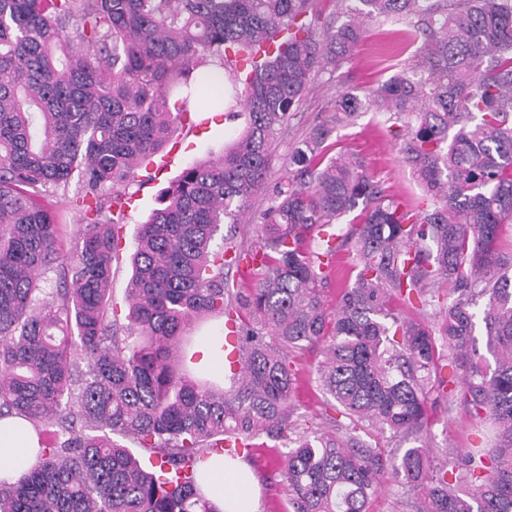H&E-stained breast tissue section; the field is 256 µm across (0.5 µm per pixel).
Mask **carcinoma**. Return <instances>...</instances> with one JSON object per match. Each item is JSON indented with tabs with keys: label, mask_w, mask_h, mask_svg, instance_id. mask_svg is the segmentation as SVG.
I'll return each mask as SVG.
<instances>
[{
	"label": "carcinoma",
	"mask_w": 512,
	"mask_h": 512,
	"mask_svg": "<svg viewBox=\"0 0 512 512\" xmlns=\"http://www.w3.org/2000/svg\"><path fill=\"white\" fill-rule=\"evenodd\" d=\"M317 2L0 0V418L23 417L41 442L30 469L0 480V512H215L198 464L227 438L251 448L263 435L288 446L289 512H367L388 463L416 512H512V0H355L323 33ZM382 17L408 21L418 50L369 93L337 95L269 185L290 112ZM265 41L274 53L243 77L238 56ZM203 97L243 128L223 156L184 168L138 226L123 314L110 296L126 218L115 187L193 123ZM364 112L397 125L420 197L322 151ZM74 179L86 224L64 253L46 199ZM263 191L254 228L245 202ZM356 209L345 232L328 231ZM341 250L358 272L319 381L349 424L295 433L289 355L325 335V268ZM248 259L241 288L228 271ZM50 273L56 287H41ZM395 295L408 314L391 312ZM201 317L238 327L244 360L227 387L177 354ZM448 359L463 371L451 396L493 422L491 447L462 448L449 468L422 445L398 460L357 441L361 429L421 434Z\"/></svg>",
	"instance_id": "cac0c4a2"
}]
</instances>
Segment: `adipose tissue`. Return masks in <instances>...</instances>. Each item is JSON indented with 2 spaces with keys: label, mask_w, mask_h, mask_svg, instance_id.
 Masks as SVG:
<instances>
[{
  "label": "adipose tissue",
  "mask_w": 512,
  "mask_h": 512,
  "mask_svg": "<svg viewBox=\"0 0 512 512\" xmlns=\"http://www.w3.org/2000/svg\"><path fill=\"white\" fill-rule=\"evenodd\" d=\"M40 448L33 426L19 417L0 419V479L15 480L32 467ZM197 482L220 512H257L260 487L239 459L214 456L198 466Z\"/></svg>",
  "instance_id": "ef3b65f1"
}]
</instances>
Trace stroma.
<instances>
[{
    "label": "stroma",
    "mask_w": 512,
    "mask_h": 512,
    "mask_svg": "<svg viewBox=\"0 0 512 512\" xmlns=\"http://www.w3.org/2000/svg\"><path fill=\"white\" fill-rule=\"evenodd\" d=\"M407 27L397 19L379 21L367 26L356 56L345 64L335 78L320 75L310 86L287 127L273 142L270 176L285 175L289 154L297 148L314 126L328 115L330 102L341 91L364 93L391 75L385 67L390 48L405 36ZM196 125L180 127L177 136L181 150L163 169L152 172L148 181L131 185L135 202L128 211L125 241L120 259L113 267L112 298L122 302L130 277L129 257L135 249V234L159 204L160 194L182 170L194 161L216 159L239 130L238 124L226 122L222 111L200 112ZM327 143L332 152L345 151L356 155L365 169L379 180L388 192L411 199L420 195L412 172L403 162L390 136L385 115L376 112L361 114L354 124L332 129ZM324 343H316L290 356L296 373L297 387L292 399L293 418L298 424H321L336 418L318 380V369L324 360ZM441 376L448 389L437 391L428 405V420L420 442L429 448L435 463L449 462V449L489 446L493 435L490 420L478 419L466 407L449 402V388L458 386L461 372L444 368ZM282 442L265 437L255 439L253 447L244 449L242 457L257 475L261 485L258 512H288V491L279 475L278 461L284 455Z\"/></svg>",
    "instance_id": "1"
}]
</instances>
